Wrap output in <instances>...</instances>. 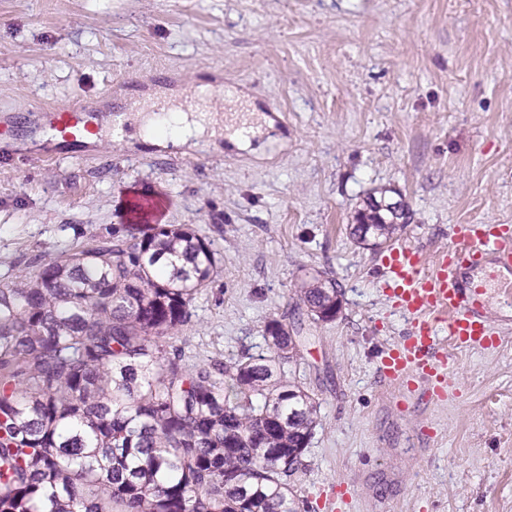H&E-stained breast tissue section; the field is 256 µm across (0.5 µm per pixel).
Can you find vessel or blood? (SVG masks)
<instances>
[{
  "mask_svg": "<svg viewBox=\"0 0 512 512\" xmlns=\"http://www.w3.org/2000/svg\"><path fill=\"white\" fill-rule=\"evenodd\" d=\"M54 129L77 141L93 132L89 112L76 107L50 111ZM457 243L438 254L431 268H424L419 250L401 246L382 263V286L398 311L411 317V328L399 342L386 349L378 362L382 376L404 391L402 410L412 398L432 404L448 391V352L441 345L449 339L456 347L489 348L497 333L485 316L490 291L512 300V285L499 281L498 271H512V226L459 224ZM347 485L332 487L323 498L324 512H346Z\"/></svg>",
  "mask_w": 512,
  "mask_h": 512,
  "instance_id": "vessel-or-blood-1",
  "label": "vessel or blood"
}]
</instances>
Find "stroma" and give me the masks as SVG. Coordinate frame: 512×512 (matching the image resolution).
Instances as JSON below:
<instances>
[{
    "label": "stroma",
    "mask_w": 512,
    "mask_h": 512,
    "mask_svg": "<svg viewBox=\"0 0 512 512\" xmlns=\"http://www.w3.org/2000/svg\"><path fill=\"white\" fill-rule=\"evenodd\" d=\"M212 82L249 146L46 133L56 104L133 118ZM381 192L412 215L393 246L428 261L454 225H512V0H0V286L136 222L189 228L217 272L166 349L224 364L288 326L282 369L318 404L297 512L338 482L349 512H512V306L490 301L496 347L449 348L443 401L401 413L377 360L410 318L350 234ZM316 271L328 322L300 299ZM322 274L324 273L313 276L309 283L303 282L301 299L313 320L330 321L336 317L340 309V302L336 301V297H338L336 281ZM335 304L336 314L329 317L326 313L331 311Z\"/></svg>",
    "instance_id": "obj_1"
}]
</instances>
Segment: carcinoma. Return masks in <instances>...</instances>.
Listing matches in <instances>:
<instances>
[{
    "instance_id": "cac0c4a2",
    "label": "carcinoma",
    "mask_w": 512,
    "mask_h": 512,
    "mask_svg": "<svg viewBox=\"0 0 512 512\" xmlns=\"http://www.w3.org/2000/svg\"><path fill=\"white\" fill-rule=\"evenodd\" d=\"M395 219L370 201L352 235L380 248ZM215 271L205 239L155 224L0 287V512H297L318 404L281 370L288 326L228 365L162 344ZM336 297L322 274L301 288L317 321Z\"/></svg>"
}]
</instances>
